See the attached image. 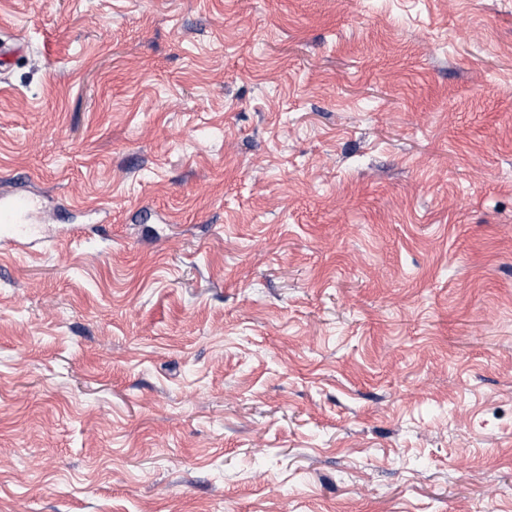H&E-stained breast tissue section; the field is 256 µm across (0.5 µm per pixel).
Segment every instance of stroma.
<instances>
[{"instance_id": "35a3bbf8", "label": "stroma", "mask_w": 512, "mask_h": 512, "mask_svg": "<svg viewBox=\"0 0 512 512\" xmlns=\"http://www.w3.org/2000/svg\"><path fill=\"white\" fill-rule=\"evenodd\" d=\"M0 512H512V0H0ZM31 209V199L26 195L14 197L8 204H0V224H20L25 221Z\"/></svg>"}]
</instances>
